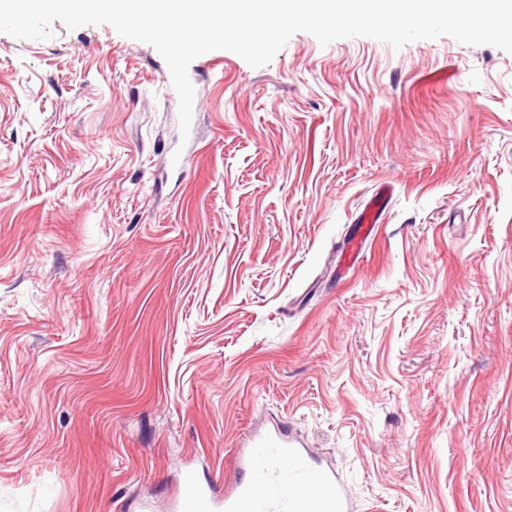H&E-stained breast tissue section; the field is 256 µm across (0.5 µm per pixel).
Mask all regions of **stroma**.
<instances>
[{"instance_id": "stroma-1", "label": "stroma", "mask_w": 512, "mask_h": 512, "mask_svg": "<svg viewBox=\"0 0 512 512\" xmlns=\"http://www.w3.org/2000/svg\"><path fill=\"white\" fill-rule=\"evenodd\" d=\"M53 31L0 32V512H175L277 426L355 512H512V54L214 50L184 136L152 46ZM380 196L379 193L372 197L370 201L364 206L363 210L357 218L360 224V233L347 247L345 251L344 261L348 264L356 263L361 253L363 245L375 239L376 234L374 231L378 228V221L380 219ZM368 241V242H369Z\"/></svg>"}]
</instances>
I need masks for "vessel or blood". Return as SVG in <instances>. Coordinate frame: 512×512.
I'll list each match as a JSON object with an SVG mask.
<instances>
[{
  "label": "vessel or blood",
  "mask_w": 512,
  "mask_h": 512,
  "mask_svg": "<svg viewBox=\"0 0 512 512\" xmlns=\"http://www.w3.org/2000/svg\"><path fill=\"white\" fill-rule=\"evenodd\" d=\"M380 199L372 197L358 216L360 233L345 251L346 263L357 262L380 219ZM243 480L217 498L187 484L180 512H353L345 483L292 434L274 430L250 437L239 455Z\"/></svg>",
  "instance_id": "b4317fda"
}]
</instances>
